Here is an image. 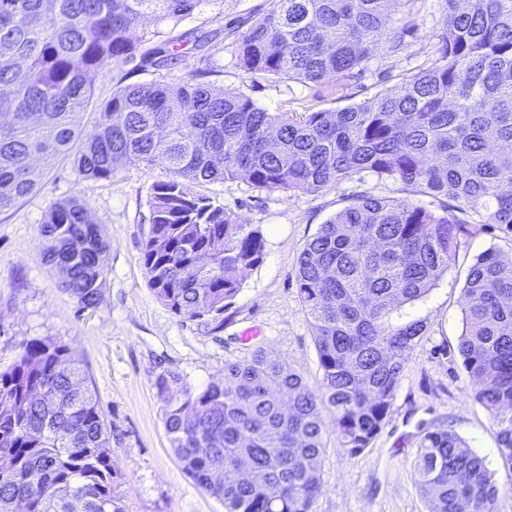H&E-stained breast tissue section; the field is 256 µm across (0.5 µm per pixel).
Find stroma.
I'll list each match as a JSON object with an SVG mask.
<instances>
[{
  "label": "stroma",
  "mask_w": 512,
  "mask_h": 512,
  "mask_svg": "<svg viewBox=\"0 0 512 512\" xmlns=\"http://www.w3.org/2000/svg\"><path fill=\"white\" fill-rule=\"evenodd\" d=\"M269 7V0H202L180 25L196 35L185 47V60L165 72L143 69L135 60L116 61L80 117L83 133H92L99 104L117 84L176 80L202 64L211 70L213 87L243 90L270 112L361 103L433 65L446 10L444 0H399L390 24L404 31L401 50L372 46L363 72L351 82L300 83L251 78L238 64L237 36ZM41 171L39 190L0 212V369L15 361L22 341L53 337L67 344L115 431L109 454L126 512H224L171 450L156 379L173 371L201 388L221 380L225 364L264 349L284 356L309 389L320 391L322 372L310 320L297 297L295 269L320 224L342 208L344 198L374 191L375 178L357 173L313 195L257 191L242 179L197 184V192L259 227L265 239L262 260L245 272L241 290L224 312L223 328L211 330L172 313L148 285L141 249L150 227V188L164 178L162 169L127 167L112 179L92 180L79 174L72 158L60 157ZM72 196L88 204L110 242L102 256L103 298L90 308L59 288V273L43 265L39 255L38 229L49 206ZM489 249L512 260L511 239L474 226L461 239L447 273L426 296L402 308L403 321H423L426 331L369 448L349 455L336 436L333 414L324 413L322 491L313 512H428L429 502L413 479V462L421 432L430 426L453 430L483 458L503 490L499 512H512V468L499 454L492 415L468 396L470 378L459 352L463 288L476 257ZM250 327L260 335L247 341L242 333Z\"/></svg>",
  "instance_id": "35a3bbf8"
}]
</instances>
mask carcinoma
Here are the masks:
<instances>
[{"mask_svg":"<svg viewBox=\"0 0 512 512\" xmlns=\"http://www.w3.org/2000/svg\"><path fill=\"white\" fill-rule=\"evenodd\" d=\"M394 0H270L236 40L250 77L322 82L360 75L388 38ZM201 0H0V212L36 192L34 164L74 155L88 179L121 167L161 168L149 196L141 259L174 314L218 330L263 254L262 232L192 188L244 178L258 191L312 194L356 173L399 182L418 204L367 192L347 198L307 240L295 270L323 390L276 354L224 365L194 389L174 372L156 386L170 447L224 512H312L321 492L322 409L350 455L380 433L421 321L394 318L455 261L473 224L512 233V0H446L434 64L339 109L269 112L239 89L217 90L198 67L184 78L118 87L94 133L79 116L117 58L169 69L171 35ZM150 17L159 44L133 34ZM44 264L84 308L98 305L110 244L79 198L53 203L39 227ZM460 353L470 395L493 416L512 469V262L479 255L463 289ZM66 344H20L0 370V512H124L112 430ZM429 512H498L501 490L454 431L422 435L413 465Z\"/></svg>","mask_w":512,"mask_h":512,"instance_id":"1","label":"carcinoma"}]
</instances>
